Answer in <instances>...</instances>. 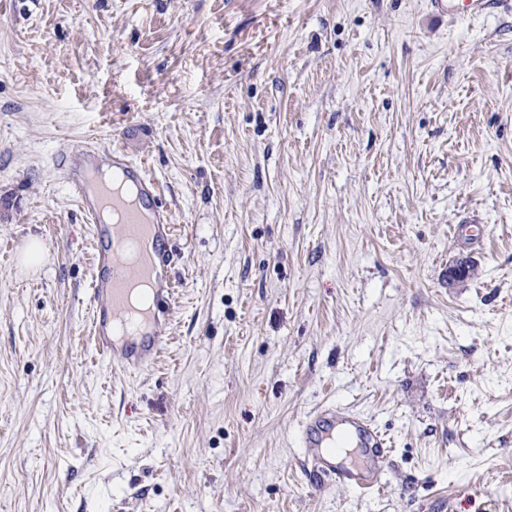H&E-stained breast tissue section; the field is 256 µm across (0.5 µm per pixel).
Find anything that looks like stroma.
I'll return each instance as SVG.
<instances>
[{
    "mask_svg": "<svg viewBox=\"0 0 512 512\" xmlns=\"http://www.w3.org/2000/svg\"><path fill=\"white\" fill-rule=\"evenodd\" d=\"M73 144L173 216L132 377L91 333ZM328 403L386 436L381 491L311 472ZM0 512H512V11L0 0Z\"/></svg>",
    "mask_w": 512,
    "mask_h": 512,
    "instance_id": "1",
    "label": "stroma"
}]
</instances>
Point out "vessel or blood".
Instances as JSON below:
<instances>
[{
	"label": "vessel or blood",
	"mask_w": 512,
	"mask_h": 512,
	"mask_svg": "<svg viewBox=\"0 0 512 512\" xmlns=\"http://www.w3.org/2000/svg\"><path fill=\"white\" fill-rule=\"evenodd\" d=\"M455 19L512 10V0H430ZM58 165L93 226L98 256L91 286L92 334L115 369L136 374L152 366L169 340L173 280L167 270L172 217L161 188L124 152L101 156L88 146L62 150ZM314 474L368 493L385 480L389 444L366 418L336 405L310 412L299 433ZM358 449L355 462L336 459V444Z\"/></svg>",
	"instance_id": "vessel-or-blood-1"
}]
</instances>
